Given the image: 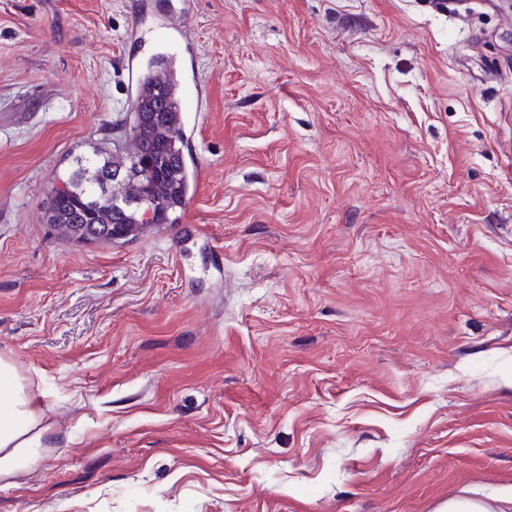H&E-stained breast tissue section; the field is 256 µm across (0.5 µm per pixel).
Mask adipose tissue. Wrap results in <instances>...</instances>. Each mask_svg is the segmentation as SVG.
<instances>
[{
	"label": "adipose tissue",
	"mask_w": 512,
	"mask_h": 512,
	"mask_svg": "<svg viewBox=\"0 0 512 512\" xmlns=\"http://www.w3.org/2000/svg\"><path fill=\"white\" fill-rule=\"evenodd\" d=\"M39 405L25 391L15 365L0 358V475L14 472L48 434Z\"/></svg>",
	"instance_id": "adipose-tissue-1"
}]
</instances>
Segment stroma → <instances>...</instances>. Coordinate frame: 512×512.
Here are the masks:
<instances>
[{"mask_svg": "<svg viewBox=\"0 0 512 512\" xmlns=\"http://www.w3.org/2000/svg\"><path fill=\"white\" fill-rule=\"evenodd\" d=\"M157 53L205 90L182 236L57 238ZM0 357L53 428L0 512L511 489L512 0H0Z\"/></svg>", "mask_w": 512, "mask_h": 512, "instance_id": "obj_1", "label": "stroma"}]
</instances>
